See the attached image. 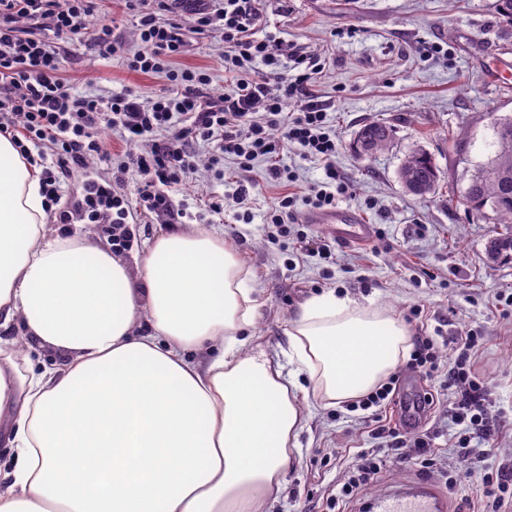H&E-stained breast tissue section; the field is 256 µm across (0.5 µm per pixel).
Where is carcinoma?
<instances>
[{
	"label": "carcinoma",
	"mask_w": 512,
	"mask_h": 512,
	"mask_svg": "<svg viewBox=\"0 0 512 512\" xmlns=\"http://www.w3.org/2000/svg\"><path fill=\"white\" fill-rule=\"evenodd\" d=\"M393 140V130L384 121H372L358 132L355 150L369 156L388 149ZM493 152L488 160L478 164L470 175L468 185L461 193L468 212L483 216L491 210L501 232L491 239V248L508 258L512 254V115L499 119L494 129ZM398 176L403 186L413 185L423 193H435L438 187V170L430 155L419 147L405 155Z\"/></svg>",
	"instance_id": "1"
}]
</instances>
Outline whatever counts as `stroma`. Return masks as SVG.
<instances>
[{
    "label": "stroma",
    "mask_w": 512,
    "mask_h": 512,
    "mask_svg": "<svg viewBox=\"0 0 512 512\" xmlns=\"http://www.w3.org/2000/svg\"><path fill=\"white\" fill-rule=\"evenodd\" d=\"M496 0H257L263 16L259 36L271 37L286 67L294 53L318 56L324 69L311 81L314 101L336 131L334 163L350 184L338 204L360 212L376 227L364 246L334 244L333 259L296 247L297 236L330 239L320 224H294L288 237L269 239L263 223L278 197L299 193L322 180L321 162L297 149L283 153L282 163L294 181L266 178L268 161H253L251 172L236 160H224V179L216 181L207 165L211 149L196 145L201 163L173 194L190 223L223 233L254 275L261 303L253 341L272 360L288 347V320L308 296L334 289L405 317L410 307H423L421 324L450 340L468 332L479 339L477 368L491 389L493 431L489 446L475 445L474 473L448 500L453 512H472L484 498L483 474L512 471V260L488 259L487 243L496 226L493 217H469L449 187L465 189L475 165L487 160L493 140L489 113H512V25L503 22ZM175 67L210 69L220 92L234 86L220 63L224 47L214 35L193 34ZM62 72L74 91L107 96L132 87L151 93L160 78L128 69L123 54L105 59L84 44H74ZM373 120L393 129L389 149L356 157V133ZM463 132L466 147L449 141ZM422 147L440 176L435 194L417 198L397 177L408 151ZM256 182L245 201L234 190L238 181ZM224 198V212L204 210L210 196ZM449 396L422 425L431 435L438 462L429 480L445 491L444 471L453 467L459 450L457 426L449 420ZM301 450L286 470L285 488L265 499L260 512H328L327 501L347 474L359 451L377 447L371 422L363 410L304 404ZM418 468L386 457L378 479L361 491L344 512H364L369 498L419 478Z\"/></svg>",
    "instance_id": "obj_1"
}]
</instances>
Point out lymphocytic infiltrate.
Wrapping results in <instances>:
<instances>
[{
  "label": "lymphocytic infiltrate",
  "instance_id": "f902f5d3",
  "mask_svg": "<svg viewBox=\"0 0 512 512\" xmlns=\"http://www.w3.org/2000/svg\"><path fill=\"white\" fill-rule=\"evenodd\" d=\"M255 0H124L136 21L138 50L127 58L136 72L162 79L153 95L129 88L106 97L74 94L61 72L69 57L68 45L88 41L101 57L123 47L116 39V20L100 24L93 18L99 0H0V135L10 138L20 154L41 169L42 193L47 205L57 206V221L72 223L81 215L91 224L112 227V249L123 251L133 238L128 218L138 212L174 216L173 192L197 168L192 143L216 148L210 165L223 179L221 156L236 157L242 170H250L259 157L271 159L266 175L281 181L284 166L278 158L295 145L324 164L325 179L303 198L282 196L266 216V223L284 236L299 223L300 207L315 210L334 206L350 186L332 162L336 139L329 133L327 114L309 100L311 76L321 63L296 55V73H288L269 40L256 32L263 17ZM218 34L224 44V71L236 75L234 89L217 93L206 68H173L171 61L184 51L187 34ZM302 107L284 116L288 101ZM142 141L143 149L128 154L111 178L93 173V158L105 157L103 129ZM136 172L137 193L128 196L125 176ZM81 177V196L73 208H62L61 187ZM474 337H456L447 357H440L434 337L419 334L406 368L427 378H443L454 397L452 421L461 426L465 440L489 438L486 404L489 386L475 366ZM400 380H388L355 403L370 411L375 422L373 439L395 458L415 462L422 473L436 464L430 439L409 435L382 418L390 394ZM383 460L359 452L336 491V502L354 499L373 483Z\"/></svg>",
  "mask_w": 512,
  "mask_h": 512
}]
</instances>
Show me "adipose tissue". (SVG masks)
<instances>
[{"instance_id":"ef3b65f1","label":"adipose tissue","mask_w":512,"mask_h":512,"mask_svg":"<svg viewBox=\"0 0 512 512\" xmlns=\"http://www.w3.org/2000/svg\"><path fill=\"white\" fill-rule=\"evenodd\" d=\"M40 170L0 135V512H258L300 451V393L373 390L409 350L389 309L330 289L275 363L253 275L216 230L170 228L134 262L49 230Z\"/></svg>"}]
</instances>
